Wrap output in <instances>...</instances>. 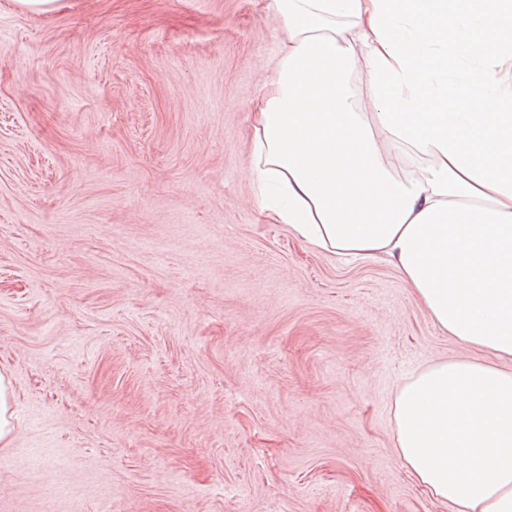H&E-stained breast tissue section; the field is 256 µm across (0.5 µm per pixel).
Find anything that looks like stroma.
I'll return each mask as SVG.
<instances>
[{
    "label": "stroma",
    "mask_w": 512,
    "mask_h": 512,
    "mask_svg": "<svg viewBox=\"0 0 512 512\" xmlns=\"http://www.w3.org/2000/svg\"><path fill=\"white\" fill-rule=\"evenodd\" d=\"M267 2L0 0V512H448L395 390L494 357L262 223ZM11 382L8 375L0 372V442L7 443L14 430L13 412L11 410Z\"/></svg>",
    "instance_id": "35a3bbf8"
}]
</instances>
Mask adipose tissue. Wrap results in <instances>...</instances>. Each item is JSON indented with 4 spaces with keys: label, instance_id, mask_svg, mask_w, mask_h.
<instances>
[{
    "label": "adipose tissue",
    "instance_id": "1",
    "mask_svg": "<svg viewBox=\"0 0 512 512\" xmlns=\"http://www.w3.org/2000/svg\"><path fill=\"white\" fill-rule=\"evenodd\" d=\"M268 9L285 36L254 115L259 211L317 250L393 265L440 329L494 355L412 375L395 441L450 512H512V0Z\"/></svg>",
    "mask_w": 512,
    "mask_h": 512
}]
</instances>
